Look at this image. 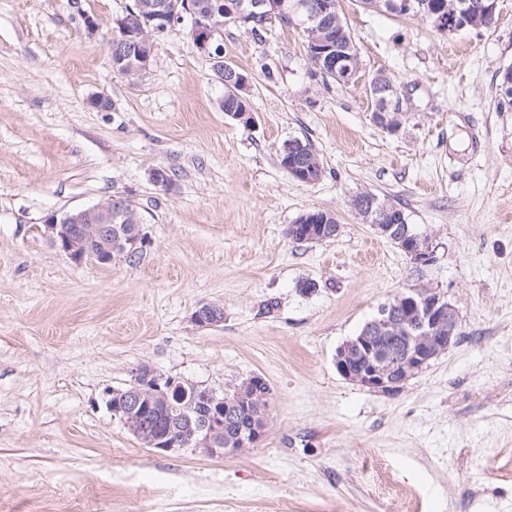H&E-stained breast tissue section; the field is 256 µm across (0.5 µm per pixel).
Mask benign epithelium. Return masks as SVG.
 Wrapping results in <instances>:
<instances>
[{
    "instance_id": "1",
    "label": "benign epithelium",
    "mask_w": 512,
    "mask_h": 512,
    "mask_svg": "<svg viewBox=\"0 0 512 512\" xmlns=\"http://www.w3.org/2000/svg\"><path fill=\"white\" fill-rule=\"evenodd\" d=\"M285 0H251L249 10L237 12L238 17L248 19L271 20L284 11ZM299 7L311 14L312 19H319L326 14H335L340 10V0H322L319 6L302 0ZM162 16L170 19V24L190 20V33L197 51L204 57L219 62L222 59V45L216 35L223 31V26L213 27L184 2V8L163 0L158 5ZM247 76L234 66L224 64V87L235 94L248 88ZM379 107L373 112L374 121L390 134L400 130L399 113L389 111L392 102L385 97L378 98ZM282 167L301 183H313L321 174L316 168H307L294 163L289 153L281 156ZM351 208L362 220L372 225L378 234L399 243V248L416 264H428L433 261L434 253L425 235L410 234L407 227L395 228L393 224L384 223V207L378 198L364 193L355 196ZM45 233L64 252L69 259L80 263L86 258L101 264H109L116 256H134L145 243L141 225L112 223V203L100 202L92 207L49 214L44 220ZM407 315L393 305H383L376 316L367 322L361 336L343 346L370 348L367 337L377 330H386L400 323L410 326V334L416 337L417 349L410 356V362L403 367L402 377L386 379L387 371L381 367L365 373L350 371L341 360L343 355H336V369L345 379L372 390L394 389L413 378L422 371L429 361L456 341L459 333V315L455 306L447 297L437 291L414 290L407 292ZM193 320L201 327L217 326L224 322V308L219 305L205 304L195 310ZM196 391L197 385L174 377L164 376L142 366L138 368L133 383L125 391L117 393L116 401L108 402L112 413L118 416L127 428L134 432L141 428L147 412L155 407L170 406L168 393L176 391L188 394ZM189 406L175 410L170 416L166 433L151 441L150 447L156 451L178 452L189 446L195 452L209 456L234 454L236 448L224 447V418L218 415L189 413Z\"/></svg>"
}]
</instances>
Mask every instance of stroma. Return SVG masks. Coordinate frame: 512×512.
I'll return each mask as SVG.
<instances>
[{"label":"stroma","instance_id":"1","mask_svg":"<svg viewBox=\"0 0 512 512\" xmlns=\"http://www.w3.org/2000/svg\"><path fill=\"white\" fill-rule=\"evenodd\" d=\"M130 3L0 0V512H390L365 448L419 512H512V0L495 28L451 33L341 0L347 83L322 78L298 29L226 23L247 123L189 23L154 38L138 81L112 68ZM378 74L399 92L395 134L373 121ZM295 139L321 162L314 183L280 163ZM361 193L401 208L433 262L364 224ZM113 195L143 219L135 258L77 264L45 235L51 212ZM310 210L335 237H288ZM411 288L447 296L456 342L396 391L344 379L337 348ZM204 304L223 324L193 321ZM143 365L217 391L266 377L264 439L224 458L145 447L106 405Z\"/></svg>","mask_w":512,"mask_h":512}]
</instances>
